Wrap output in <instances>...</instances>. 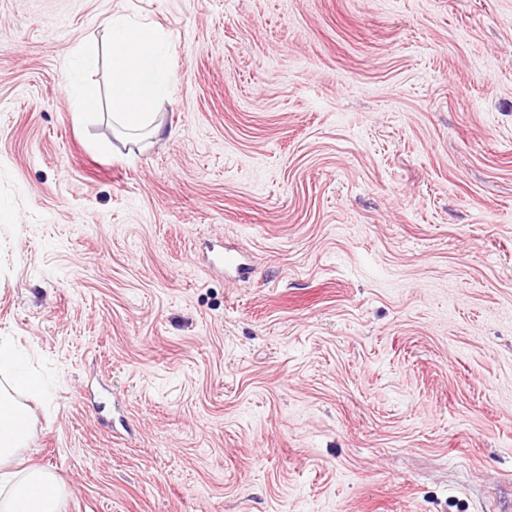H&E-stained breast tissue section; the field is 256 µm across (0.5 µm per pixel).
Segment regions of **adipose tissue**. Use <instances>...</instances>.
<instances>
[{
  "instance_id": "obj_1",
  "label": "adipose tissue",
  "mask_w": 512,
  "mask_h": 512,
  "mask_svg": "<svg viewBox=\"0 0 512 512\" xmlns=\"http://www.w3.org/2000/svg\"><path fill=\"white\" fill-rule=\"evenodd\" d=\"M107 31L112 55L108 100H101L99 87L82 77L83 71L98 66L101 57L98 44L90 39L77 44L66 91L83 111L106 102L113 121L160 138L163 130L155 121V109L172 77L165 35L154 23L134 21L119 12L109 18ZM26 360L21 349L0 336V373L10 376L8 385L0 386V512H58L51 477L39 469L13 467L16 451L32 437L28 410L15 395L36 396L41 391L39 380L25 368Z\"/></svg>"
}]
</instances>
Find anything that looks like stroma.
Segmentation results:
<instances>
[{"instance_id": "35a3bbf8", "label": "stroma", "mask_w": 512, "mask_h": 512, "mask_svg": "<svg viewBox=\"0 0 512 512\" xmlns=\"http://www.w3.org/2000/svg\"><path fill=\"white\" fill-rule=\"evenodd\" d=\"M0 336L59 512H512V0H0ZM107 31L112 55L107 108L112 120L132 131L147 129L151 138L163 134L155 109L167 92L172 73L162 30L148 21L112 13ZM101 48L91 39L80 40L75 52V65L67 79L66 91L75 104L82 109L83 114H91L98 107L100 89L91 82L84 80L81 73L98 66Z\"/></svg>"}]
</instances>
